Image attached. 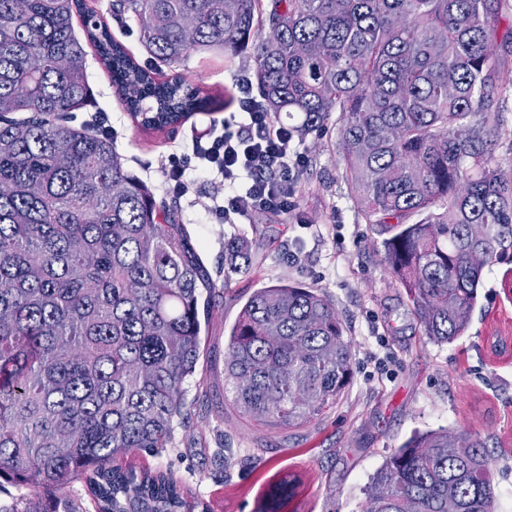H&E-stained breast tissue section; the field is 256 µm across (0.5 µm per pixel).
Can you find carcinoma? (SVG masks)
Returning <instances> with one entry per match:
<instances>
[{"label":"carcinoma","mask_w":512,"mask_h":512,"mask_svg":"<svg viewBox=\"0 0 512 512\" xmlns=\"http://www.w3.org/2000/svg\"><path fill=\"white\" fill-rule=\"evenodd\" d=\"M500 0H113L149 56L244 57L265 111L300 134L339 113L343 177L387 237L384 262L424 335H464L484 267L512 254V174L496 159L512 91V25ZM82 17L84 38L74 29ZM88 41L149 130L209 100L139 65L82 0H0V479L79 512H187L169 472L124 469L169 441L202 351L214 288L188 225L72 113L92 99ZM474 224L484 236L470 234ZM482 252L485 266L471 254ZM249 273V244L224 253ZM336 305L298 284L256 289L229 332L233 405L271 429L336 405L353 376ZM494 512L487 444L465 430L416 434L373 478L364 512Z\"/></svg>","instance_id":"carcinoma-1"}]
</instances>
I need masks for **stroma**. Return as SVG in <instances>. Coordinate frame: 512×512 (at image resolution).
I'll list each match as a JSON object with an SVG mask.
<instances>
[{
  "label": "stroma",
  "instance_id": "obj_1",
  "mask_svg": "<svg viewBox=\"0 0 512 512\" xmlns=\"http://www.w3.org/2000/svg\"><path fill=\"white\" fill-rule=\"evenodd\" d=\"M85 3L139 63H148L134 20L113 22L112 0ZM244 71L220 54L191 55L181 72L210 96L212 108L175 131H153L139 127L96 51L87 52V112L101 114L118 153L156 199L178 209L215 282L204 296V352L184 384L182 417L165 448L134 451L123 465L172 472L194 512H362L374 475L414 432L466 429L487 443L495 512H512V261L484 269L464 336L448 344L429 340L382 260L383 232L367 221L341 176L333 121L327 133L296 141L306 165L288 213L258 211L224 223L209 209L219 183L195 172L184 194L170 193V155L206 139L236 112L234 79ZM236 237L250 242L251 274L224 273V245ZM279 282L319 289L334 301L349 329L353 378L326 414L303 429L272 432L234 410L224 357L244 303L255 289ZM500 340L507 349L498 354ZM293 478L295 496H278V484Z\"/></svg>",
  "mask_w": 512,
  "mask_h": 512
}]
</instances>
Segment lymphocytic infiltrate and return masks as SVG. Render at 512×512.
<instances>
[{"mask_svg": "<svg viewBox=\"0 0 512 512\" xmlns=\"http://www.w3.org/2000/svg\"><path fill=\"white\" fill-rule=\"evenodd\" d=\"M239 119L225 122L191 150L173 155L164 170L170 192L182 193L186 170L194 168L218 179L224 203L216 214L225 222L257 210L282 212L289 208L303 156L294 147V133L276 122L253 95L247 79L236 81Z\"/></svg>", "mask_w": 512, "mask_h": 512, "instance_id": "f902f5d3", "label": "lymphocytic infiltrate"}]
</instances>
